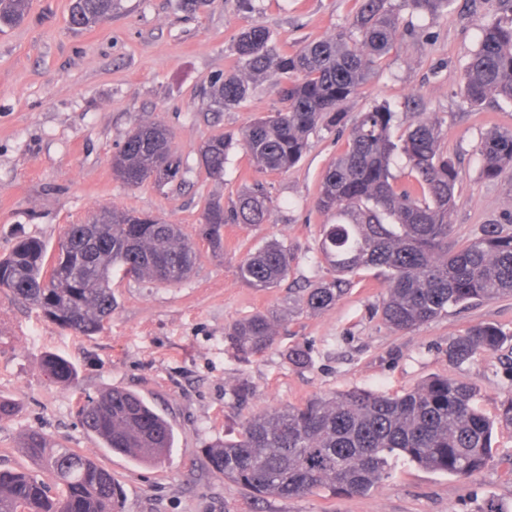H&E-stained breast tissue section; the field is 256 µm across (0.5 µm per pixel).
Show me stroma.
<instances>
[{"label":"stroma","instance_id":"obj_1","mask_svg":"<svg viewBox=\"0 0 512 512\" xmlns=\"http://www.w3.org/2000/svg\"><path fill=\"white\" fill-rule=\"evenodd\" d=\"M71 3L29 0L20 23L0 28V256L29 236L56 246L66 225L115 209L182 225L197 259L177 285L113 270L118 306L91 337L61 329L0 290V397L16 408L0 422V467L33 469L20 444L25 432L38 429L108 468L123 490V512H477L489 501L512 512V471L496 462L460 479L399 459L364 495L321 490L258 500L214 473L204 454L210 444L237 437L254 414L316 395L394 394L445 375L477 386L485 412L512 399V298L455 307L400 334L378 311L380 278L364 270L334 306L309 312L298 305L303 288L335 278L319 259L328 218L313 200L358 114L374 104L389 105L397 134L416 114L441 122L444 148L460 171L448 214L451 244L489 224L512 231V178L485 179L480 155L489 130L512 126V104L472 108L461 91L481 25L512 13L505 0H454L433 16L392 0L400 15L393 47L344 105L340 125L311 134L306 155L285 174L259 172L234 148L220 179L207 174L199 146L219 133L240 135L280 106L277 77L268 74L239 106L214 110L211 82L236 66L240 31L261 24L277 48L289 50L351 28L355 0H262L253 13L239 0H209L197 11L180 0H116L111 16L87 30L71 27ZM155 121L171 130L183 176L161 188L129 186L113 176L112 157L137 123ZM258 181L274 201L266 222L225 225L224 247L213 250L202 234L206 202L231 204ZM270 240L287 246L293 262L287 279L258 291L236 269ZM255 313L273 320L277 341L245 357L224 332ZM476 324L498 327L507 341L465 364L449 361V343ZM298 346L308 350V366L290 363L288 352ZM49 352L76 366L73 382L47 378ZM241 385L249 389L243 400L235 394ZM110 387L138 393L171 421L175 443L164 463L104 449L83 429L80 398Z\"/></svg>","mask_w":512,"mask_h":512}]
</instances>
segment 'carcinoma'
I'll list each match as a JSON object with an SVG mask.
<instances>
[{"instance_id":"1","label":"carcinoma","mask_w":512,"mask_h":512,"mask_svg":"<svg viewBox=\"0 0 512 512\" xmlns=\"http://www.w3.org/2000/svg\"><path fill=\"white\" fill-rule=\"evenodd\" d=\"M352 27L277 50L268 30L253 24L237 36L240 67L212 82L211 102L219 110L242 103L250 78L273 69L283 75L277 95L281 108L242 130L239 144L259 172L283 174L306 153L309 136L341 122L342 107L368 81L392 47L399 17L391 0H355ZM412 9L436 14L452 0H405ZM113 0H76L70 24L92 27L112 14ZM29 0H0V25L23 20ZM463 96L472 107L489 99L512 103V19L481 27L477 48L463 73ZM394 112L378 104L358 115L336 160L325 170L314 207L336 217L323 225L319 252L336 280L304 290L300 306L322 310L345 294L349 277L376 269L386 282L379 305L383 321L408 332L450 307L512 297V232L490 224L478 238L458 248L448 245V213L455 204L459 170L442 148L440 123L415 120L396 140ZM172 132L158 122H141L112 157V174L130 186L149 180H176L181 160ZM232 135L218 134L200 147L209 175L220 178ZM403 155L407 181L390 170ZM482 174L498 179L512 169V128L499 127L482 141ZM273 200L259 181L229 208L206 203L203 235L223 248L224 225L263 224ZM67 258L58 262L37 237L20 240L3 262L5 289L44 318L80 336L100 332L112 317V270L138 280L177 284L193 270L196 251L178 224L133 212L105 211L95 224H70ZM288 247L270 242L246 257L237 275L249 287L272 288L291 268ZM225 336L246 356L265 353L276 331L257 313L228 327ZM506 340L495 326L469 328L448 345L457 365L491 354ZM44 369L58 383H69L75 366L50 353ZM479 388L447 376L433 377L402 394L354 389L315 396L299 406L261 412L246 421L235 441L207 448L212 470L256 498H292L318 490L366 494L402 457L424 469L470 478L497 461L512 472V455L498 456L495 429L512 431V400L489 416L477 406ZM82 426L103 447L138 462L161 463L174 443V429L146 401L111 388L78 406ZM22 452L42 471L31 475L0 469V512H122V490L112 473L74 448H57L45 434L29 430Z\"/></svg>"}]
</instances>
